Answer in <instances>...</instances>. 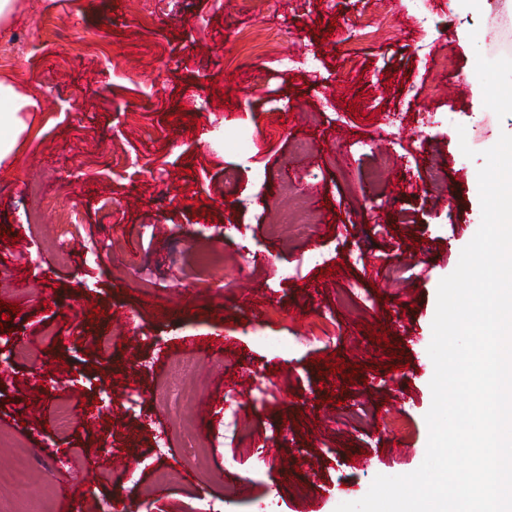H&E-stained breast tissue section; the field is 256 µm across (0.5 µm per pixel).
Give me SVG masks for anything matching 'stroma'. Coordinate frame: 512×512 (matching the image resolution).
I'll return each mask as SVG.
<instances>
[{
	"mask_svg": "<svg viewBox=\"0 0 512 512\" xmlns=\"http://www.w3.org/2000/svg\"><path fill=\"white\" fill-rule=\"evenodd\" d=\"M414 14L413 0H18L0 35L19 49L0 51V79L42 110L0 168V268L13 274L0 299L18 304L12 341L30 352L16 361L0 347V469L24 459L28 479L20 495L0 486V512L118 499L192 512L202 498L223 512H335L377 475L421 465L438 284L480 227L482 153L512 134L496 97L512 86V48L495 37L512 31V0H430L423 29ZM312 53L314 75L280 63ZM242 134L253 141L240 158ZM359 140L368 152L352 150ZM433 166L447 195L426 187ZM295 195L317 216L312 235H269ZM213 246L224 265L197 278ZM251 248L256 272L238 276L235 255ZM402 263L403 280H387ZM319 311L332 318L326 342L308 336ZM380 330L387 343L371 341ZM332 354L357 365L353 379L328 371ZM184 355L194 397L174 411L161 388ZM103 381L107 407L94 402ZM229 393L247 453L225 444L206 472L187 467L179 417L209 441ZM162 433L171 442L157 444ZM103 442L105 466H72ZM160 470L174 479L140 497Z\"/></svg>",
	"mask_w": 512,
	"mask_h": 512,
	"instance_id": "obj_1",
	"label": "stroma"
}]
</instances>
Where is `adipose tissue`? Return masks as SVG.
Returning a JSON list of instances; mask_svg holds the SVG:
<instances>
[{
  "instance_id": "obj_1",
  "label": "adipose tissue",
  "mask_w": 512,
  "mask_h": 512,
  "mask_svg": "<svg viewBox=\"0 0 512 512\" xmlns=\"http://www.w3.org/2000/svg\"><path fill=\"white\" fill-rule=\"evenodd\" d=\"M41 109L38 99L23 94L10 81L0 80V167L10 165L32 114Z\"/></svg>"
}]
</instances>
